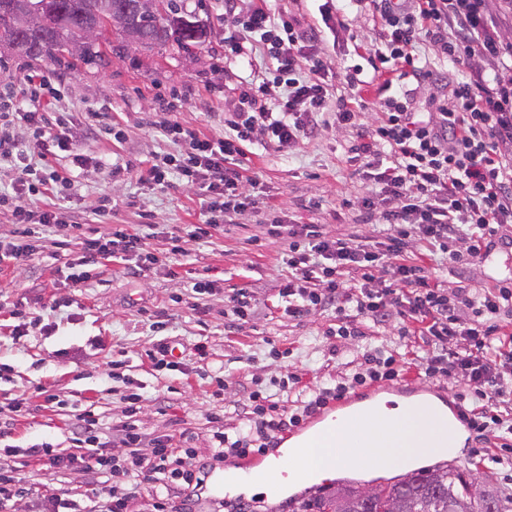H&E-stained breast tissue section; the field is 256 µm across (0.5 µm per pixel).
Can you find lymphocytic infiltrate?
Returning <instances> with one entry per match:
<instances>
[{
	"label": "lymphocytic infiltrate",
	"instance_id": "obj_1",
	"mask_svg": "<svg viewBox=\"0 0 512 512\" xmlns=\"http://www.w3.org/2000/svg\"><path fill=\"white\" fill-rule=\"evenodd\" d=\"M384 38L373 75L379 83L375 97L381 107L376 123L358 129L364 107L360 95L361 69H346L350 90L338 99L333 120L324 117L329 69L315 56H304L308 45L321 39L319 28L302 27L297 17L256 7L241 16L240 33L224 39V55L241 57L244 34L259 35L260 51L273 68L269 77L248 87L239 106L225 119L223 139L200 136L194 129L166 121L162 131L182 141L177 155L152 163L148 182L165 185L179 179L202 190L207 207L191 238L209 239L242 211L259 209L256 180L241 174V147L259 141L289 151L321 128H357L350 151L365 179L385 203L363 201L365 223H380L378 237L331 236L318 224H287L288 250L283 262L291 275L280 295L289 317L303 318L328 309L336 312L335 336L363 337L364 323L399 321V333L410 340L419 376L443 378L463 386L458 400L476 440L499 441L503 455L493 464L512 468V279L477 291L464 286L447 290L433 284L429 261L441 253L448 261L483 258L495 242L505 241L512 226V38L502 0H371ZM428 44L449 62L465 63L469 75L454 82L449 103L429 112L411 111L404 81L438 85L437 74L420 66L417 45ZM25 96H17L12 79L0 81V162L9 163L15 179L10 193H0V207L10 206L14 229L0 235V265L17 268L41 247V231L61 235L77 230L37 197L69 190L70 178L51 166L52 156L64 153L73 167H88L72 134L74 122L49 117L44 95L53 83L45 75H27ZM25 126L31 146L16 138ZM377 195V196H378ZM145 232L127 224L85 243L84 253L67 273L79 284L104 260L116 261L140 276L161 265L144 248ZM401 353L380 348L366 350L352 376L319 387L295 411L276 407L262 391H252L244 403L238 427L214 431L203 466L183 469L180 451L170 440H155L151 457L137 449L145 435L127 422L112 432L113 442L127 448L114 456L99 437V421L92 412L77 416L72 441L75 452H57L44 443L27 451L35 464L58 469L79 468L139 485L155 475L165 481L153 494L154 512H169L172 498L183 496L198 482L204 466L223 463L227 456L265 453L279 433L301 424L329 401L356 389L401 377Z\"/></svg>",
	"mask_w": 512,
	"mask_h": 512
}]
</instances>
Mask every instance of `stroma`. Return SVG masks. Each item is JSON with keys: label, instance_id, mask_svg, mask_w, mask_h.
<instances>
[{"label": "stroma", "instance_id": "stroma-1", "mask_svg": "<svg viewBox=\"0 0 512 512\" xmlns=\"http://www.w3.org/2000/svg\"><path fill=\"white\" fill-rule=\"evenodd\" d=\"M183 10L205 30L202 46L184 51L170 46L162 53L135 47L117 49L109 64L96 58L62 57L51 62L21 48L0 47V79L11 74L43 73L58 79L51 102L55 112L109 113L119 136L99 135L81 142L93 162L74 168L66 157L54 166L70 177L66 196L56 198L61 209L82 213L87 222L68 238L66 248L46 234L43 246L18 271L0 272V363L9 370L0 379V404L28 397L36 387L56 394L61 404L19 419L0 438V464L19 470L32 493L44 483L74 490L79 512H101L111 485L109 474L96 479L77 469L58 471L26 466L24 451L48 442L69 451L76 415L94 412L104 437L125 422V397L130 384L143 396L138 425L149 438L139 450L150 456L151 439L173 436L175 444L208 448L217 425L237 424L234 402L252 388H261L274 401L295 409L298 390L289 374L298 373L309 387L351 375L367 346L404 351L398 322L369 328L366 340L330 336L334 312L301 320L288 317L279 290L288 280L282 262L287 242L271 235L274 224H321L330 234L368 236L376 227L362 221L358 206L371 187L350 162L348 147L355 130H329L306 140L290 152L265 144L246 146L248 173L256 178L267 205L247 210L237 224L226 226L209 241L187 237L186 227L198 223L204 209L201 191L181 182L160 190L141 181L152 161L182 150L181 142L163 134L160 101L173 93L189 101L172 112L173 120L200 136H224V116L239 104V93L268 71L269 60L254 65L226 62L224 35L233 25L222 0H184ZM368 0H358L334 12V31L325 32L316 51L341 71L367 67L380 48V25ZM109 224H153L159 234L145 247L165 251V235H180L182 255L169 268L144 278L124 266L104 262L80 287L52 285V270L65 258H77L84 238ZM216 281V291L199 294L192 278ZM512 278V248L494 247L468 264L434 263L432 278L441 287L464 284L474 289ZM245 288L256 300L248 323L235 330L224 326L227 299ZM25 324L16 337L17 324ZM175 346L181 355L178 370L155 369L146 352L159 342ZM205 346L206 358L194 354ZM478 444L467 437L457 466L481 477L504 495H512V470L500 468L475 454Z\"/></svg>", "mask_w": 512, "mask_h": 512}]
</instances>
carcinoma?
<instances>
[{"mask_svg": "<svg viewBox=\"0 0 512 512\" xmlns=\"http://www.w3.org/2000/svg\"><path fill=\"white\" fill-rule=\"evenodd\" d=\"M100 0H55L56 10L40 20L21 44L26 52L54 59L67 50L81 57L91 54L96 38L85 35L98 11ZM124 10L127 21L140 33L139 48L162 49L170 44L188 51L201 44L202 30L181 16L182 0H168L165 16L149 18L139 12L136 0H112ZM468 512H512V496L503 499L489 484L479 492L464 473L451 468H417L394 484L366 490L338 488L305 505L308 512H459L461 503Z\"/></svg>", "mask_w": 512, "mask_h": 512, "instance_id": "obj_1", "label": "carcinoma"}]
</instances>
